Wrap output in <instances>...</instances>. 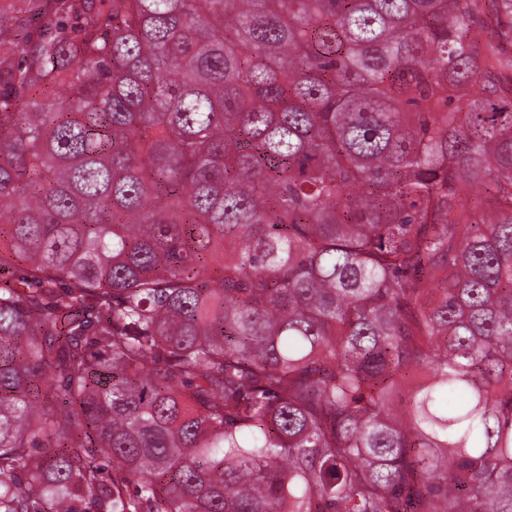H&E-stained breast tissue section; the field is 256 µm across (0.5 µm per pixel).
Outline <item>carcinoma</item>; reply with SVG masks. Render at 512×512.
Segmentation results:
<instances>
[{"label": "carcinoma", "mask_w": 512, "mask_h": 512, "mask_svg": "<svg viewBox=\"0 0 512 512\" xmlns=\"http://www.w3.org/2000/svg\"><path fill=\"white\" fill-rule=\"evenodd\" d=\"M487 2L0 13V512H512Z\"/></svg>", "instance_id": "obj_1"}]
</instances>
